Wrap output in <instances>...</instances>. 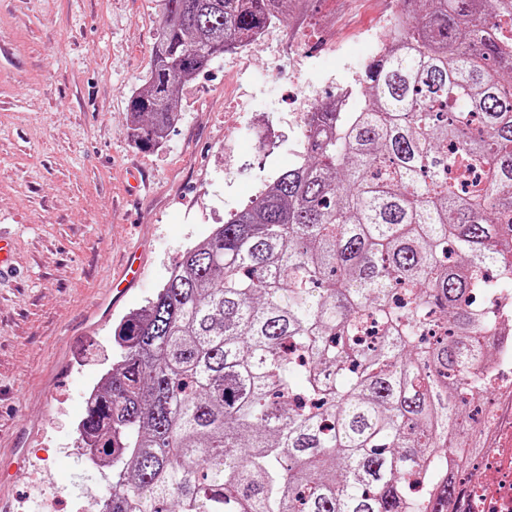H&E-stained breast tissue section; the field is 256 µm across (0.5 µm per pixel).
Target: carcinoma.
I'll use <instances>...</instances> for the list:
<instances>
[{"label": "carcinoma", "mask_w": 512, "mask_h": 512, "mask_svg": "<svg viewBox=\"0 0 512 512\" xmlns=\"http://www.w3.org/2000/svg\"><path fill=\"white\" fill-rule=\"evenodd\" d=\"M127 136L287 0H158ZM352 107L114 331L79 436L110 512H448L512 298V0H400Z\"/></svg>", "instance_id": "1"}]
</instances>
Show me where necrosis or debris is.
Masks as SVG:
<instances>
[{"label":"necrosis or debris","mask_w":512,"mask_h":512,"mask_svg":"<svg viewBox=\"0 0 512 512\" xmlns=\"http://www.w3.org/2000/svg\"><path fill=\"white\" fill-rule=\"evenodd\" d=\"M500 324L510 340L489 371L496 396L474 425L485 444L480 452L460 448L453 455L462 495L448 512H512V299L502 303Z\"/></svg>","instance_id":"necrosis-or-debris-1"}]
</instances>
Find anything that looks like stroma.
<instances>
[{"label":"stroma","mask_w":512,"mask_h":512,"mask_svg":"<svg viewBox=\"0 0 512 512\" xmlns=\"http://www.w3.org/2000/svg\"><path fill=\"white\" fill-rule=\"evenodd\" d=\"M395 0H315L301 28L276 21L179 90L158 148L128 139L157 0H0V507L97 512L106 483L76 453L77 425L116 356L120 319L162 286L186 247L244 206L303 150L308 112L354 83ZM143 280L99 329L131 249Z\"/></svg>","instance_id":"obj_1"}]
</instances>
